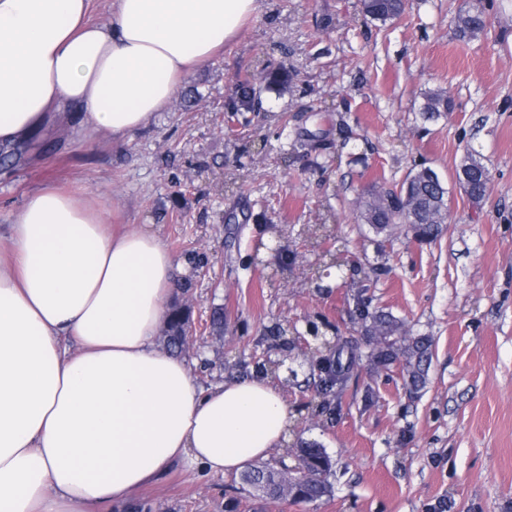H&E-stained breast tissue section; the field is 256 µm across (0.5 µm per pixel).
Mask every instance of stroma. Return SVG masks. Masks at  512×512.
<instances>
[{
	"instance_id": "35a3bbf8",
	"label": "stroma",
	"mask_w": 512,
	"mask_h": 512,
	"mask_svg": "<svg viewBox=\"0 0 512 512\" xmlns=\"http://www.w3.org/2000/svg\"><path fill=\"white\" fill-rule=\"evenodd\" d=\"M471 3L406 0L382 25L360 0H257L146 127L123 139L47 130L0 177L1 236L31 192L54 184L96 194L109 224L155 234L177 262H205L191 319L209 342L187 355L199 386L283 357L267 338L274 324L352 335L354 291L321 269L327 249L376 266L370 310L432 338L422 390L409 392L398 367L361 361L329 422L307 409L313 390L275 377L292 423L268 466L297 465L296 440L317 442L335 463L333 491L301 504L246 498L240 512H512V0H483L486 31L467 41L454 20ZM266 68L292 73L291 88H262L247 117L227 112L238 79ZM436 88L451 108L423 121L422 95ZM470 148L491 180L479 205L454 182ZM420 166L450 184L447 224L430 241L400 229L379 243L357 199ZM204 358L230 367L203 373ZM238 486L178 465L133 498L157 512H224Z\"/></svg>"
}]
</instances>
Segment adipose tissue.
Segmentation results:
<instances>
[{
  "instance_id": "1",
  "label": "adipose tissue",
  "mask_w": 512,
  "mask_h": 512,
  "mask_svg": "<svg viewBox=\"0 0 512 512\" xmlns=\"http://www.w3.org/2000/svg\"><path fill=\"white\" fill-rule=\"evenodd\" d=\"M257 0H0V150L46 126L126 136L166 111ZM0 253V512H103L173 465L229 475L291 424L256 377L201 388L158 342L181 270L154 234H112L102 202L28 195Z\"/></svg>"
}]
</instances>
